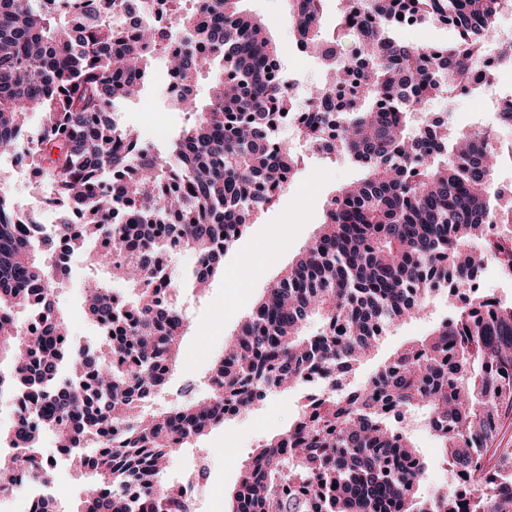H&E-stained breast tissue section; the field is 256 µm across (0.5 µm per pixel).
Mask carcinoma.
Here are the masks:
<instances>
[{
    "instance_id": "carcinoma-1",
    "label": "carcinoma",
    "mask_w": 512,
    "mask_h": 512,
    "mask_svg": "<svg viewBox=\"0 0 512 512\" xmlns=\"http://www.w3.org/2000/svg\"><path fill=\"white\" fill-rule=\"evenodd\" d=\"M192 2L176 7L180 50L172 53L148 26L118 32L86 13L0 0V148L15 153L28 114L40 113L28 167L54 186L55 205L82 219L35 237L24 229L35 215L0 195V395L30 387L33 370L43 380L68 377L67 391L34 395L39 431L13 426L0 483L18 467L48 479L39 449L51 434L88 476L89 512H187L162 482L171 457L223 425L225 408L245 412L316 372L325 396L261 445L227 512H512V452L489 448L501 414L512 411V304L473 293L356 390L336 392L378 343L380 325L422 315L448 277L442 261L454 259L461 288L488 258L512 263L511 228L494 242L483 236L487 225L512 223V201L489 191L503 157L482 136L453 142L445 130L408 129L410 113L452 92V74L479 64L505 0H345L332 40L321 30L322 0H285L295 41L336 70L348 104L341 112L323 87L310 89L317 109L298 132L311 147L336 134L328 153H346L364 177L334 195L318 234L254 303L203 377L206 395L146 413V402L168 389L188 330L170 266L160 267L165 244L148 226L166 225V237L199 257V287L224 272V225L250 223L297 166L276 138L292 107L267 71L280 57L267 26L244 13L243 0ZM400 16L444 20L458 40L440 53L402 45L392 36ZM350 36L355 47L345 53ZM157 60L186 83L215 71L205 103L193 92L174 104L190 123L163 151L140 147L110 112L148 90ZM111 179L122 183L112 195L104 187ZM258 181L262 195L253 190ZM95 236L105 245L89 265L129 282L133 297L116 302L101 281H87L100 343L74 353L52 301L68 275L55 246L67 240L81 252ZM158 288L169 289L165 307L153 302ZM36 294L46 302L41 324L23 334L16 312H30ZM312 316L322 327L307 335ZM390 406L426 413L444 457L463 474L453 494L410 492L426 464L411 431L391 422ZM131 482L142 489L133 498L125 494Z\"/></svg>"
}]
</instances>
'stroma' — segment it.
Returning <instances> with one entry per match:
<instances>
[{
  "instance_id": "1",
  "label": "stroma",
  "mask_w": 512,
  "mask_h": 512,
  "mask_svg": "<svg viewBox=\"0 0 512 512\" xmlns=\"http://www.w3.org/2000/svg\"><path fill=\"white\" fill-rule=\"evenodd\" d=\"M243 7L267 24L272 38L281 48L287 70L301 83L311 86L322 83L324 70L319 61L312 57L299 60L294 55L296 47L285 0H244ZM163 84V77H156L136 106L124 108V126L141 134L146 133L149 124L155 121L166 125L172 134L184 126L186 115L166 105L162 97ZM506 86H512V73L500 72L494 74L483 90L466 97L453 95L435 99L429 109L434 113H447L449 126L458 132L470 130L473 118L482 117L495 132L489 144L490 151H504L512 145V130L503 128L495 113L486 111L485 98ZM362 175L360 167L347 155L337 153L326 157L304 152L288 188L279 193L271 207L252 216L241 238L226 254L223 274L213 279L209 290L198 294L189 284H182V308L190 327L180 343V359L174 379L188 376L197 379L211 368L222 354L225 341L231 339L253 303L264 294L269 280L291 266L311 241L324 220L328 198ZM254 263L259 266L255 275L238 277V269ZM90 277L113 283L119 293L127 291L123 283L112 282L107 270L91 269L85 254L74 257L70 277L63 288L56 290L54 300L69 324L73 343L82 347H93L98 343L96 324L81 315V286ZM448 314L447 291L432 293L424 317L388 327L374 359L350 373L347 388L359 386L378 363L407 342L425 337ZM302 397L303 392L299 389L267 394L249 414L229 418L223 426L212 429L179 451L163 474L164 482L195 477L199 485L197 512H224V502L234 490L242 466L256 454L265 437L278 433L295 419ZM410 422V430L427 465L421 495L432 494L439 485L455 488L457 476L444 461L439 441L429 433L424 414L412 413ZM41 448L45 457L57 462L52 474L56 512H77L86 476L70 462L60 459L52 437H43ZM203 448L209 451L210 464L203 474L197 475L193 472L194 459Z\"/></svg>"
}]
</instances>
